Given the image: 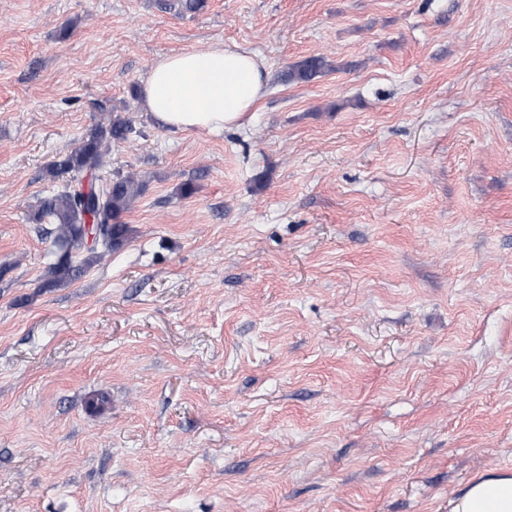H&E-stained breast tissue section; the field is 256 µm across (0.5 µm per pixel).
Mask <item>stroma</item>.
<instances>
[{
  "instance_id": "35a3bbf8",
  "label": "stroma",
  "mask_w": 512,
  "mask_h": 512,
  "mask_svg": "<svg viewBox=\"0 0 512 512\" xmlns=\"http://www.w3.org/2000/svg\"><path fill=\"white\" fill-rule=\"evenodd\" d=\"M158 2L0 0V512H450L512 470V0ZM213 44L262 101L160 127L142 78ZM114 113L128 236L46 287L49 165ZM331 67L330 62L324 56H312L302 61L295 67H290L282 75L284 82L311 81L322 75Z\"/></svg>"
}]
</instances>
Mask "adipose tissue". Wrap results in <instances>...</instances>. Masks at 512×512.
I'll use <instances>...</instances> for the list:
<instances>
[{
	"instance_id": "ef3b65f1",
	"label": "adipose tissue",
	"mask_w": 512,
	"mask_h": 512,
	"mask_svg": "<svg viewBox=\"0 0 512 512\" xmlns=\"http://www.w3.org/2000/svg\"><path fill=\"white\" fill-rule=\"evenodd\" d=\"M263 63L249 51L212 45L155 61L141 86L142 104L160 126L175 131L240 126L265 93ZM451 512H512V471L472 478Z\"/></svg>"
}]
</instances>
